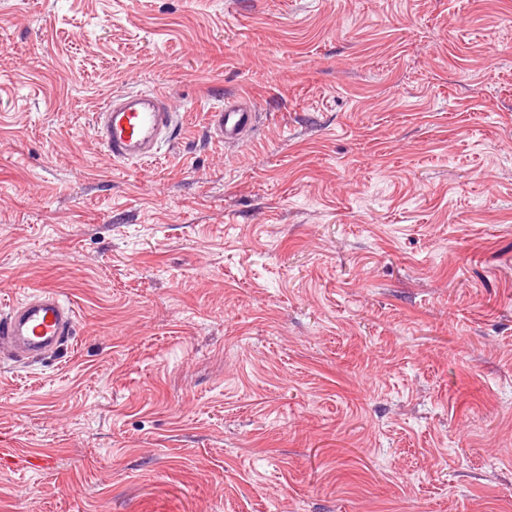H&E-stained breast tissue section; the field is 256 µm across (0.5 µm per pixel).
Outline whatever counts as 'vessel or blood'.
Instances as JSON below:
<instances>
[{"instance_id":"1","label":"vessel or blood","mask_w":512,"mask_h":512,"mask_svg":"<svg viewBox=\"0 0 512 512\" xmlns=\"http://www.w3.org/2000/svg\"><path fill=\"white\" fill-rule=\"evenodd\" d=\"M255 122V106L243 96L214 108L207 129L219 143L235 144ZM175 125L164 93L132 91L110 98L97 113L93 131L112 160L151 161ZM75 323L73 308L56 291L36 289L0 312V354L18 362L36 359L67 340Z\"/></svg>"}]
</instances>
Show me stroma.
Returning a JSON list of instances; mask_svg holds the SVG:
<instances>
[{
	"instance_id": "obj_1",
	"label": "stroma",
	"mask_w": 512,
	"mask_h": 512,
	"mask_svg": "<svg viewBox=\"0 0 512 512\" xmlns=\"http://www.w3.org/2000/svg\"><path fill=\"white\" fill-rule=\"evenodd\" d=\"M152 89L182 132L113 161ZM40 287L0 512H512V0H0V306ZM175 125L163 92L132 91L110 98L96 114L93 131L113 161H151ZM256 109L248 96L214 108L209 113L207 129L210 137L221 144H237L256 122ZM73 308L49 288L34 290L0 314V353L17 362L36 359L71 336Z\"/></svg>"
}]
</instances>
